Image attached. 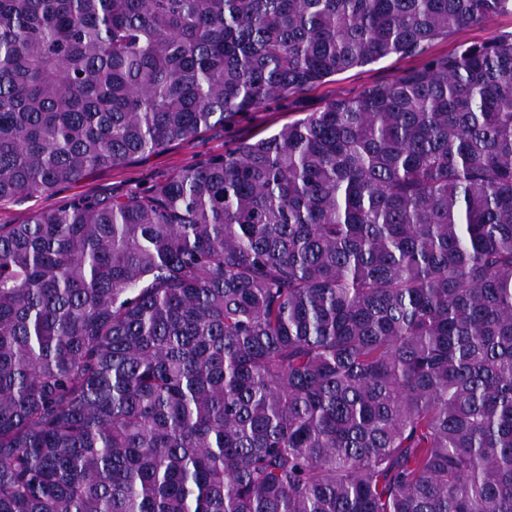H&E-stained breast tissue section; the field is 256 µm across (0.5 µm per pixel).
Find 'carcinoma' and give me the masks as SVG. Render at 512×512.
Wrapping results in <instances>:
<instances>
[{"label":"carcinoma","instance_id":"carcinoma-1","mask_svg":"<svg viewBox=\"0 0 512 512\" xmlns=\"http://www.w3.org/2000/svg\"><path fill=\"white\" fill-rule=\"evenodd\" d=\"M512 0H0V201ZM0 512H512V38L0 224Z\"/></svg>","mask_w":512,"mask_h":512}]
</instances>
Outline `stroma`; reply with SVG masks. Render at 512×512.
I'll list each match as a JSON object with an SVG mask.
<instances>
[{
  "instance_id": "obj_1",
  "label": "stroma",
  "mask_w": 512,
  "mask_h": 512,
  "mask_svg": "<svg viewBox=\"0 0 512 512\" xmlns=\"http://www.w3.org/2000/svg\"><path fill=\"white\" fill-rule=\"evenodd\" d=\"M509 37H512V14L509 13L461 28L416 53L391 55L338 74L317 88L292 94L258 110L240 113L230 123L210 128L194 138L173 142L161 152L135 157L120 167L89 174L53 194L0 201V224L23 223L34 213L53 209L72 197H102L149 190L173 172L198 166L243 142L270 135L289 121L302 117L303 113L318 110L330 99L353 98L386 85L404 72L421 68L429 57L455 54L475 43Z\"/></svg>"
}]
</instances>
